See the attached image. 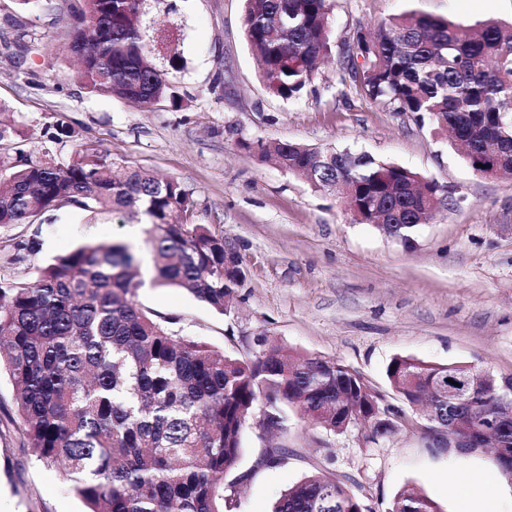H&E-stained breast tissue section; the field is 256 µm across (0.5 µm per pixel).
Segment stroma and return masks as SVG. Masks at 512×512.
I'll list each match as a JSON object with an SVG mask.
<instances>
[{"instance_id": "obj_1", "label": "stroma", "mask_w": 512, "mask_h": 512, "mask_svg": "<svg viewBox=\"0 0 512 512\" xmlns=\"http://www.w3.org/2000/svg\"><path fill=\"white\" fill-rule=\"evenodd\" d=\"M71 0L20 9L0 0V102L30 151L68 161L96 141L114 160L177 179L195 208L188 221L223 236L244 273L225 313L174 289L142 286L139 304L171 319L172 330L226 352L247 355L267 335L341 360L401 410L394 435L369 443L362 428L334 434L296 411L277 439L281 464L259 459L269 439L243 437L233 512H271L303 477L343 481L364 512H388L414 487L443 512H460L454 488L493 463L432 445L417 411L390 387L385 368L408 355L512 376V177L477 172L443 133L339 84L344 44L407 11L473 24L512 21V0H330L333 55L300 99L270 94L258 78L242 28L244 0H171L183 68L174 84L182 108L138 109L94 97L72 78L67 52ZM72 138L55 142L59 127ZM291 141L351 148L408 168L449 193L448 204L418 225L412 245L363 224L336 195L315 189L274 161H258L244 142ZM120 241L150 253L143 225L118 214L91 217L75 206L30 224L0 226V275L27 276L46 259L87 241ZM61 470L29 461L15 433L0 434V512H85Z\"/></svg>"}]
</instances>
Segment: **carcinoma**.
<instances>
[{"instance_id":"obj_1","label":"carcinoma","mask_w":512,"mask_h":512,"mask_svg":"<svg viewBox=\"0 0 512 512\" xmlns=\"http://www.w3.org/2000/svg\"><path fill=\"white\" fill-rule=\"evenodd\" d=\"M243 28L265 88L298 99L332 53L330 0H246ZM70 50L87 93L150 108L183 100L171 75L183 65L171 46L178 29L146 20L142 0H76ZM343 70L360 93L391 112L427 119L461 145L470 163L490 157L512 170V24H465L405 12L359 30ZM0 120V224L76 206L147 219L152 282L179 288L224 313L242 283L224 268V236L184 222L195 202L175 178L112 160L96 144L65 163L26 151ZM317 189L360 208L361 222L412 242L435 211L440 186L417 173L349 149L292 142L246 143ZM141 265L123 242H87L29 277L0 279V370L13 387L10 424L22 451L59 466L88 512H225L224 473L261 410L288 428L295 407L321 428L367 425L377 442L403 421L386 413L364 377L340 360L293 349L266 335L240 358L167 327L135 290ZM391 388L426 407L428 428L469 437L470 453L492 443L493 462L512 478V377L464 364L435 365L397 355ZM465 398L448 401L449 380ZM272 512H362L343 483L313 473L290 487ZM390 512H444L414 488Z\"/></svg>"}]
</instances>
